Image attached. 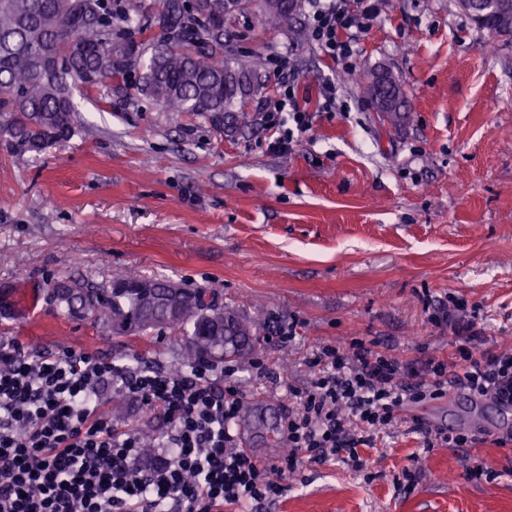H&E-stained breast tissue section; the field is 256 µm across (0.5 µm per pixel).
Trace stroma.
Wrapping results in <instances>:
<instances>
[{"instance_id":"stroma-1","label":"stroma","mask_w":512,"mask_h":512,"mask_svg":"<svg viewBox=\"0 0 512 512\" xmlns=\"http://www.w3.org/2000/svg\"><path fill=\"white\" fill-rule=\"evenodd\" d=\"M375 7L349 71L257 13L237 14L231 49L259 90L225 113L223 130L115 81L75 87L78 128L64 146L36 157L0 147V289L20 300L0 311V340L33 356L71 347L174 368L182 332L113 335L66 316L44 284L71 273L107 286L133 268L207 289L257 325L252 358L270 374L244 358L234 379L241 431L263 464L283 451L288 388L309 384L317 347L358 338L453 372L464 339L433 314L460 301L477 311L486 350L512 352V36L479 28L458 0ZM269 56L287 61L311 112L285 153L269 149L260 112L274 86ZM383 68L407 101L395 122L362 88ZM328 80L336 109L323 112ZM273 318L293 323L295 340L266 341ZM415 417L475 441L425 448ZM510 431L493 402L453 390L409 406L362 449L363 470L337 457L303 462L259 512H512V443H499ZM407 470L408 490L398 484Z\"/></svg>"}]
</instances>
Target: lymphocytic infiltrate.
<instances>
[{
	"label": "lymphocytic infiltrate",
	"mask_w": 512,
	"mask_h": 512,
	"mask_svg": "<svg viewBox=\"0 0 512 512\" xmlns=\"http://www.w3.org/2000/svg\"><path fill=\"white\" fill-rule=\"evenodd\" d=\"M307 2L315 49L351 66L349 33L369 27L371 0ZM268 64L276 79L264 104L275 132L269 146L284 152L309 130L310 115L294 77L277 59ZM434 319L467 336L458 371L432 358L415 365L385 356L362 340L322 346L309 385L288 390L295 401L282 427L288 451L269 466L241 446L235 425L244 401L233 368L201 362L184 374L72 348L30 357L18 344L0 343V512H237L281 497V476L302 461L338 456L362 469L360 448L373 447L407 403L445 385L512 407V353L484 352L485 337L458 312L441 308ZM111 390L162 421L150 454H142L135 429L107 416Z\"/></svg>",
	"instance_id": "f902f5d3"
}]
</instances>
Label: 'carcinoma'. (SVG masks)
Returning a JSON list of instances; mask_svg holds the SVG:
<instances>
[{
    "label": "carcinoma",
    "instance_id": "1",
    "mask_svg": "<svg viewBox=\"0 0 512 512\" xmlns=\"http://www.w3.org/2000/svg\"><path fill=\"white\" fill-rule=\"evenodd\" d=\"M260 3L265 25L295 41L302 0H160L143 24L112 0H0V143L14 154H39L75 132L74 83L97 86L122 78L169 112H193L220 130L224 113L254 92L250 71L235 65L224 16ZM377 111L396 121L404 111L392 76L366 83ZM47 295L67 315L112 329L116 317L185 331L181 364L241 358L252 349L253 323L207 299L204 288L183 294V310L168 315L163 279L128 273L105 288L68 274L46 281ZM224 314H218V311Z\"/></svg>",
    "mask_w": 512,
    "mask_h": 512
}]
</instances>
